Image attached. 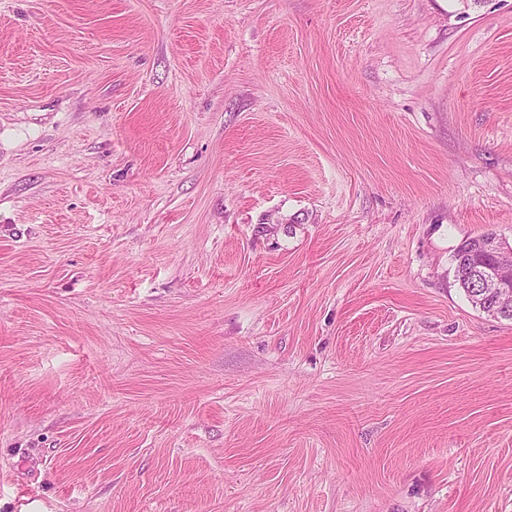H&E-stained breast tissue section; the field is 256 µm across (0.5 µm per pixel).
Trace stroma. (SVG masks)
<instances>
[{"mask_svg": "<svg viewBox=\"0 0 512 512\" xmlns=\"http://www.w3.org/2000/svg\"><path fill=\"white\" fill-rule=\"evenodd\" d=\"M512 0H0V512H512ZM482 243L483 247L492 253L493 262L483 266L481 272L482 287L486 289L477 305L481 311H483L481 303L488 304L487 297L494 296L495 299L507 290L512 292V276H507L505 273L507 268H512V245L491 232L483 238ZM483 236L484 234H481L466 240L455 252V262L457 263L461 260H466L478 267L489 263L490 258L484 253V251L479 250V248L475 247L476 244L479 242V238Z\"/></svg>", "mask_w": 512, "mask_h": 512, "instance_id": "obj_1", "label": "stroma"}]
</instances>
